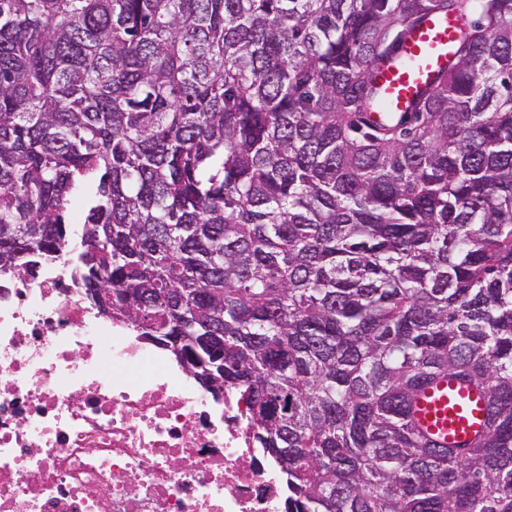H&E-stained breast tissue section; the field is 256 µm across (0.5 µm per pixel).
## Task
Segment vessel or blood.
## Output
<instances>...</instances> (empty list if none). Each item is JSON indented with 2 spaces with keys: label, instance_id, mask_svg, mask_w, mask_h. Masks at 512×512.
<instances>
[{
  "label": "vessel or blood",
  "instance_id": "obj_1",
  "mask_svg": "<svg viewBox=\"0 0 512 512\" xmlns=\"http://www.w3.org/2000/svg\"><path fill=\"white\" fill-rule=\"evenodd\" d=\"M462 27L457 17L432 13L406 33L376 76L389 111L400 115L411 111L416 97L447 67ZM414 411L420 427L447 447L472 438L485 420L480 393L448 378L423 390Z\"/></svg>",
  "mask_w": 512,
  "mask_h": 512
}]
</instances>
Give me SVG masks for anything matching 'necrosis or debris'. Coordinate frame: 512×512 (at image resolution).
I'll return each mask as SVG.
<instances>
[{"mask_svg": "<svg viewBox=\"0 0 512 512\" xmlns=\"http://www.w3.org/2000/svg\"><path fill=\"white\" fill-rule=\"evenodd\" d=\"M234 391L110 323L66 253L0 272V512H281Z\"/></svg>", "mask_w": 512, "mask_h": 512, "instance_id": "1", "label": "necrosis or debris"}]
</instances>
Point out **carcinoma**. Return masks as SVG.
Returning a JSON list of instances; mask_svg holds the SVG:
<instances>
[{"label": "carcinoma", "mask_w": 512, "mask_h": 512, "mask_svg": "<svg viewBox=\"0 0 512 512\" xmlns=\"http://www.w3.org/2000/svg\"><path fill=\"white\" fill-rule=\"evenodd\" d=\"M448 68L385 128L434 13ZM112 320L223 372L285 512H512V0H0V270L73 239ZM448 374L483 429L412 421ZM462 27L456 16L432 13L406 33L377 72L388 104L386 112H411L416 97L447 67Z\"/></svg>", "instance_id": "obj_1"}]
</instances>
